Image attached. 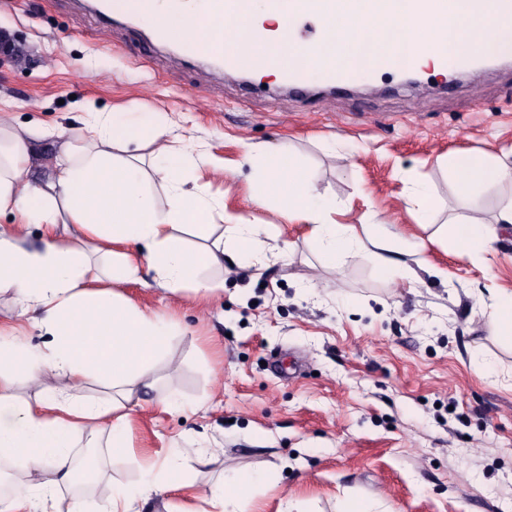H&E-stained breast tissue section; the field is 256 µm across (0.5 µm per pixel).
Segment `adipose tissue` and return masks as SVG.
Listing matches in <instances>:
<instances>
[{
	"mask_svg": "<svg viewBox=\"0 0 512 512\" xmlns=\"http://www.w3.org/2000/svg\"><path fill=\"white\" fill-rule=\"evenodd\" d=\"M204 0H120L124 11L148 15L178 38L191 19L203 18ZM168 120L151 114L92 112L77 142H63L41 180L30 171L43 160L37 133L0 116V216L12 227L0 230V290L13 292L21 313L39 310L49 337L41 349L0 342V448L25 463L22 479L0 512H20L24 504L47 507L54 492L74 476L70 450L75 436L94 441L107 437L111 448L127 445L125 404L143 390L157 387L154 361L168 344L169 328L112 291L133 280L141 266L154 273L169 293L209 290L203 273L224 266V248L251 258L259 227L238 216H225L231 235L227 245L195 249L189 237L209 240L216 205L199 187L188 186L187 147L166 144ZM260 181L277 187L282 223L310 225L311 233L333 265L355 249L370 245L381 273L405 276L389 258L401 237L388 219L354 226L335 223L317 186L301 176L287 150L275 154ZM457 191L464 196L491 191L512 181V146L498 156L443 157ZM266 190L254 202L264 206ZM40 231L41 246L29 248L30 226ZM446 238L463 254L487 251L492 236L482 216L473 213L449 221ZM37 384L69 377L75 387L106 384L115 394L104 401L44 397L36 402L13 392L14 370ZM174 460L148 470L139 494L115 495L97 512H132L136 499L167 490Z\"/></svg>",
	"mask_w": 512,
	"mask_h": 512,
	"instance_id": "1",
	"label": "adipose tissue"
}]
</instances>
